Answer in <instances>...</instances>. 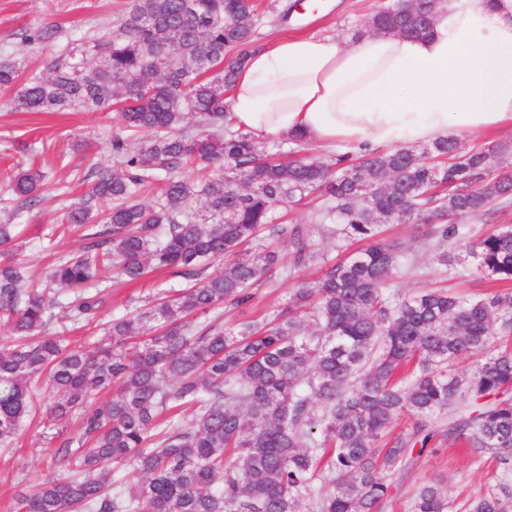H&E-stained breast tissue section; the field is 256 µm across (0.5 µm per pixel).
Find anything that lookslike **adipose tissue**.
Wrapping results in <instances>:
<instances>
[{"instance_id":"1","label":"adipose tissue","mask_w":512,"mask_h":512,"mask_svg":"<svg viewBox=\"0 0 512 512\" xmlns=\"http://www.w3.org/2000/svg\"><path fill=\"white\" fill-rule=\"evenodd\" d=\"M226 102L236 129L351 148L512 127V0H448L417 38L317 34L254 47Z\"/></svg>"}]
</instances>
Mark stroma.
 <instances>
[{
	"mask_svg": "<svg viewBox=\"0 0 512 512\" xmlns=\"http://www.w3.org/2000/svg\"><path fill=\"white\" fill-rule=\"evenodd\" d=\"M385 2L327 0L320 13L301 14L299 20L285 26L259 27L257 39L264 42L296 34L333 32L351 40L363 31L367 18ZM130 4L131 0H0V57L13 58L22 77L44 72L53 49L22 42L21 29L52 23L62 29L60 46L78 44L116 27ZM12 95V90L0 88V182L31 154L38 155L48 172V180L43 187L45 200L36 207L27 209L12 198L0 199V222L24 226L12 258L27 275L37 279L83 246L81 237L61 234L58 222L74 197L88 189L85 177L92 167L112 164L111 141L122 133L123 126L114 112H16L9 105ZM321 204V196L312 195L299 205L288 207L286 217L303 225L319 252L342 259L339 240L323 230ZM425 231L421 224H385L386 239L398 244L400 251V270L393 280V292L405 297L432 286L475 295L492 291V282L476 268L438 265V254L460 252L464 248L462 241L429 238ZM317 275L313 266L287 276L279 270L273 272L268 282L256 290L248 307L225 308V326L282 309L301 282L312 281ZM184 286L183 279L170 272L152 273L131 285L112 286L104 298L97 325L106 329L113 319L143 306L148 298L161 292L173 295ZM50 435L46 416L40 413L26 421L12 447H0V512H10L17 493L24 488L68 478L69 472L59 462L57 445L50 442ZM427 481L440 483L446 488L449 500L456 504L487 492L496 483L487 456H473L468 448L448 440L443 442L439 453H423L404 474L393 478L402 501Z\"/></svg>",
	"mask_w": 512,
	"mask_h": 512,
	"instance_id": "35a3bbf8",
	"label": "stroma"
}]
</instances>
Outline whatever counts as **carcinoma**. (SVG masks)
Instances as JSON below:
<instances>
[{
  "mask_svg": "<svg viewBox=\"0 0 512 512\" xmlns=\"http://www.w3.org/2000/svg\"><path fill=\"white\" fill-rule=\"evenodd\" d=\"M441 7H383L366 27L419 36ZM263 19L254 0H132L117 29L53 56L41 76L21 83L17 65L0 59V87L19 86L10 100L18 112L118 104L124 127L151 133L138 148L112 138L113 164L92 169L90 188L61 220L73 229L96 219L97 231L45 283L29 285L6 257L20 225L0 224V324L15 336L0 348V443L35 412L44 381L53 389L51 425L82 410L77 434L57 449L70 477L21 491L15 512H302L304 503L307 512H384L394 507L392 476L435 437L490 451L500 477L512 475V350L491 349L492 337L512 334V291L467 298L424 288L397 299L388 288L399 252L381 237L387 221L424 224L444 241L462 235L448 217L482 215L512 197V177H493L507 149L446 139L423 152L265 160L250 134L230 128L224 97ZM18 36L47 47L61 29L44 24ZM198 168L218 174L194 182ZM46 178L20 164L3 190L30 208ZM153 186L158 200H138ZM317 192L327 234L367 247L332 262L299 226L278 222L282 204ZM265 230L288 240L292 268L319 263L323 275L262 322L228 331L217 316L194 324L193 315L249 303L281 264ZM229 255L237 260L205 274L207 261ZM470 260L511 283L512 225L463 257L437 258ZM151 269L174 271L185 288L112 320L107 345L68 342L69 328L93 322L103 301L96 292L63 302L58 289L134 282ZM473 355L484 361L472 372L449 370ZM102 390L111 400L89 403ZM183 406L194 407L192 424L161 419ZM402 413L413 429L391 439ZM123 462L132 479L110 481L106 467ZM511 501L512 485L502 482L463 512H509ZM450 508L437 482L410 497L409 512Z\"/></svg>",
  "mask_w": 512,
  "mask_h": 512,
  "instance_id": "cac0c4a2",
  "label": "carcinoma"
}]
</instances>
